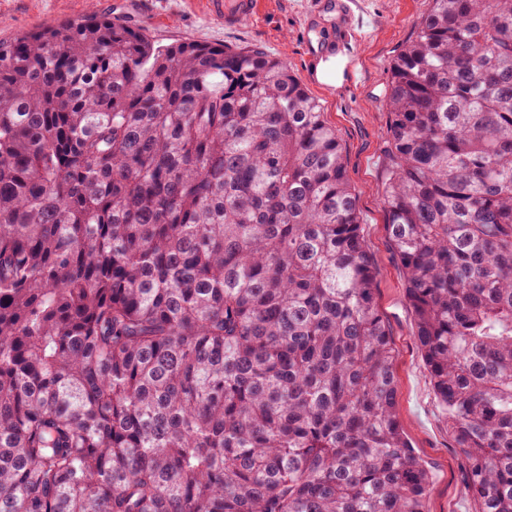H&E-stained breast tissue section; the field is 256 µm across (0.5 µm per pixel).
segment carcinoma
I'll use <instances>...</instances> for the list:
<instances>
[{
	"instance_id": "cac0c4a2",
	"label": "carcinoma",
	"mask_w": 512,
	"mask_h": 512,
	"mask_svg": "<svg viewBox=\"0 0 512 512\" xmlns=\"http://www.w3.org/2000/svg\"><path fill=\"white\" fill-rule=\"evenodd\" d=\"M383 207L476 512H512V0H429ZM336 129L261 47L0 41V512H426Z\"/></svg>"
}]
</instances>
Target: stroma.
Masks as SVG:
<instances>
[{
    "mask_svg": "<svg viewBox=\"0 0 512 512\" xmlns=\"http://www.w3.org/2000/svg\"><path fill=\"white\" fill-rule=\"evenodd\" d=\"M317 0H258L250 21L235 29L212 17L205 0H0V40L90 12L144 31L157 45L194 41L212 46H262L304 78L308 69L305 20ZM369 24L357 44L363 72L356 84L312 88L335 127L355 191L361 232L373 256L376 303L395 350L398 413L415 454L430 472L428 512H474L465 459L448 432L415 336L405 274L386 228L383 151L390 117L385 88L391 66L411 40L428 0H358Z\"/></svg>",
    "mask_w": 512,
    "mask_h": 512,
    "instance_id": "35a3bbf8",
    "label": "stroma"
}]
</instances>
